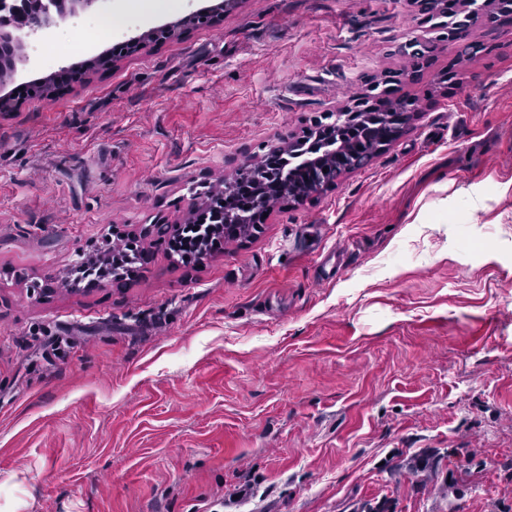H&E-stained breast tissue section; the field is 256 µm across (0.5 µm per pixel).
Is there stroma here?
<instances>
[{"mask_svg":"<svg viewBox=\"0 0 512 512\" xmlns=\"http://www.w3.org/2000/svg\"><path fill=\"white\" fill-rule=\"evenodd\" d=\"M201 4L98 0L14 79ZM431 15L235 0L0 112V512H512V25L472 27L467 59ZM412 40L433 45L416 73ZM406 71L418 112L335 187L201 265L149 236L135 277L63 286L108 234L177 222L191 188Z\"/></svg>","mask_w":512,"mask_h":512,"instance_id":"35a3bbf8","label":"stroma"}]
</instances>
